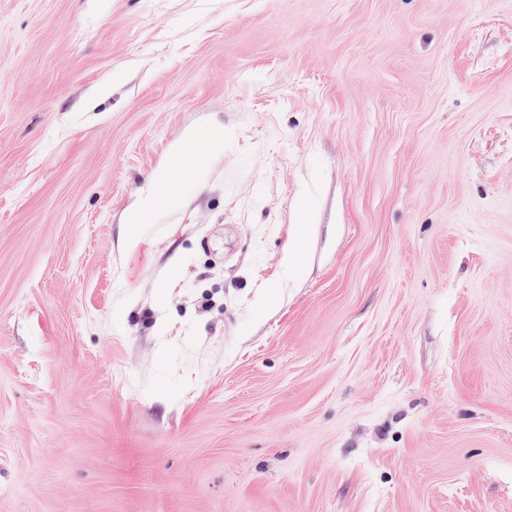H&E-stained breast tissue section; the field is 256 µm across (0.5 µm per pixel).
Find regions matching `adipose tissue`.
I'll use <instances>...</instances> for the list:
<instances>
[{"mask_svg": "<svg viewBox=\"0 0 512 512\" xmlns=\"http://www.w3.org/2000/svg\"><path fill=\"white\" fill-rule=\"evenodd\" d=\"M217 132L205 129L191 135L190 145H179L173 148L166 168L157 171L154 188L146 203L141 205L133 217L134 223H152L158 208L172 207L178 204L193 183V172L196 168L207 164L208 156L199 150L198 142L213 139Z\"/></svg>", "mask_w": 512, "mask_h": 512, "instance_id": "obj_1", "label": "adipose tissue"}]
</instances>
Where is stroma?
<instances>
[{
    "instance_id": "35a3bbf8",
    "label": "stroma",
    "mask_w": 512,
    "mask_h": 512,
    "mask_svg": "<svg viewBox=\"0 0 512 512\" xmlns=\"http://www.w3.org/2000/svg\"><path fill=\"white\" fill-rule=\"evenodd\" d=\"M0 512H512V0H0ZM187 159H190L192 164H188ZM207 162V153L200 147L196 150H189L185 145L174 147L167 167L156 172L154 188L147 202L136 210L131 224H150L158 208L178 204L192 186L194 170L206 165ZM173 173L178 174L177 181L173 180Z\"/></svg>"
}]
</instances>
